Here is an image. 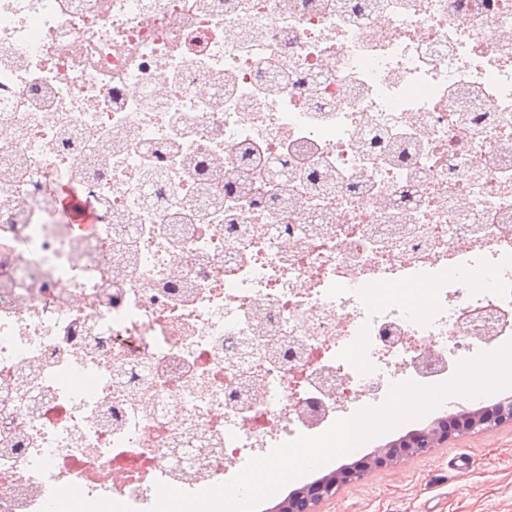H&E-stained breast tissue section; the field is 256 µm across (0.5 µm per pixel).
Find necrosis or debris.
<instances>
[{"label": "necrosis or debris", "mask_w": 512, "mask_h": 512, "mask_svg": "<svg viewBox=\"0 0 512 512\" xmlns=\"http://www.w3.org/2000/svg\"><path fill=\"white\" fill-rule=\"evenodd\" d=\"M510 340L512 0H0V512H151Z\"/></svg>", "instance_id": "necrosis-or-debris-1"}]
</instances>
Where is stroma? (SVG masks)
I'll return each mask as SVG.
<instances>
[{
    "mask_svg": "<svg viewBox=\"0 0 512 512\" xmlns=\"http://www.w3.org/2000/svg\"><path fill=\"white\" fill-rule=\"evenodd\" d=\"M435 418L431 412L370 439L323 469L289 481L278 498ZM318 512H512V424L454 437L441 447L371 469L322 501Z\"/></svg>",
    "mask_w": 512,
    "mask_h": 512,
    "instance_id": "stroma-1",
    "label": "stroma"
}]
</instances>
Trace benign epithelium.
Instances as JSON below:
<instances>
[{
	"label": "benign epithelium",
	"mask_w": 512,
	"mask_h": 512,
	"mask_svg": "<svg viewBox=\"0 0 512 512\" xmlns=\"http://www.w3.org/2000/svg\"><path fill=\"white\" fill-rule=\"evenodd\" d=\"M512 424V397H507L491 407L477 410L461 409L448 419L413 432L379 450L368 459L350 467L338 469L316 483L298 491L275 508V512H316V506L333 497L339 486L361 479L369 469L391 464L398 454L427 452L457 435L487 429L503 424Z\"/></svg>",
	"instance_id": "obj_1"
}]
</instances>
